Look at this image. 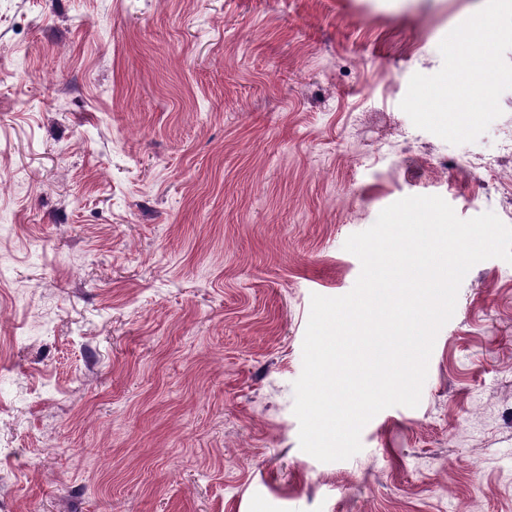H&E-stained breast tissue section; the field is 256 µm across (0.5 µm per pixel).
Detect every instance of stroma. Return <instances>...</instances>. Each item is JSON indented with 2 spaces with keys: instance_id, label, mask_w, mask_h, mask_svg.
<instances>
[{
  "instance_id": "stroma-1",
  "label": "stroma",
  "mask_w": 512,
  "mask_h": 512,
  "mask_svg": "<svg viewBox=\"0 0 512 512\" xmlns=\"http://www.w3.org/2000/svg\"><path fill=\"white\" fill-rule=\"evenodd\" d=\"M484 3L0 0V512H512L511 263L359 453L293 413L350 235L414 195L512 226V89L473 143L400 108Z\"/></svg>"
}]
</instances>
